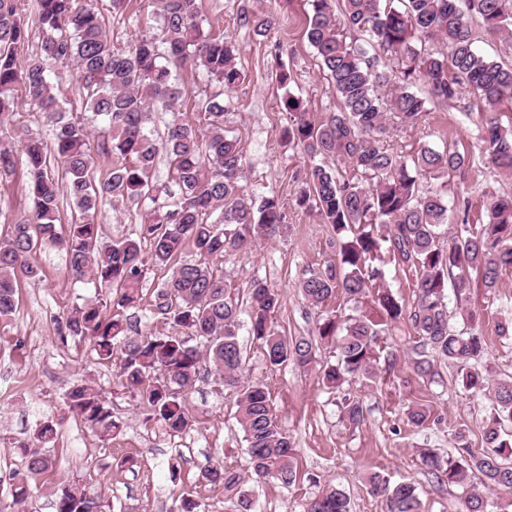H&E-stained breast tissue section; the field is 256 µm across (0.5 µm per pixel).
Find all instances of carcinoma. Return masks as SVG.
<instances>
[{"label":"carcinoma","instance_id":"1","mask_svg":"<svg viewBox=\"0 0 512 512\" xmlns=\"http://www.w3.org/2000/svg\"><path fill=\"white\" fill-rule=\"evenodd\" d=\"M96 2L38 0L43 39L31 51L17 0H0V175L15 168L14 141H19L33 206L31 218L13 225L9 237L0 240V323L16 311L18 283L41 279L33 255L44 245L64 251L68 278L90 281L109 293L61 316L62 340L86 342L97 360L115 364L123 388L146 410L144 423H159L174 435L192 427L183 394L197 381L208 376L232 389L251 478L291 483L296 478L292 442L275 422L263 385L241 379L239 303L225 287L218 266L224 256L248 252L254 243L275 235L284 227L286 214L278 197L258 196L241 184L243 147L224 134L219 96L195 103L202 125L186 123L176 112L183 96L177 73L185 67L203 69L227 93L245 81L235 62L236 43L224 34L203 31L200 0H158L159 33L142 34L119 50L107 35ZM310 2L306 37L336 88L340 111L317 121L303 100L289 93L280 107L288 113L285 138L311 158L295 205L317 212L341 243L337 261L300 282L303 297L314 307L337 292L359 301L383 278L375 261L387 253L415 270V300L408 307L391 289L381 288L374 300L379 320L331 316L317 324L316 339H289L270 324L279 307L278 293L255 279L249 292V331L271 365L289 362L306 369L318 364L323 383L340 388L355 378L374 381L378 326L408 320L422 347L413 365L418 375H434L429 349L457 368L464 388L490 397L481 449L471 448L459 432L458 456L432 448L419 453L438 484L466 490L464 512H488L489 492L512 489V461L504 455L512 446V433L506 430L512 422V380L490 383L483 370L481 314L460 312L464 327L457 329L451 324L446 290L451 286L458 298H465L473 271L481 275L486 291L500 288L503 270L512 268V195L492 197L488 222L478 229L469 223V201L457 200L461 218L443 243L449 179L464 171L470 158L456 149L423 146L408 161L383 141L396 125L419 124L434 99L453 103L467 90L490 113L512 100V65L478 52L473 34L476 23L490 35L511 40L512 0H464L462 5L459 0ZM238 25L263 36L274 18L263 11H244ZM423 38L444 42L448 53L419 47ZM375 47L394 56L398 67L380 64L369 53ZM70 62L76 66L81 110L99 120L98 126L68 111L56 93L50 65ZM421 79L429 86L427 97L410 91ZM19 98L56 126L52 142L14 124ZM159 107L175 113L162 142L148 129L149 114ZM482 141L492 166L512 175V131L492 117ZM162 148L177 194L153 178ZM101 157L112 158V171L104 180L94 177ZM335 158L352 164L370 186L364 188L328 167ZM427 177L440 181V187L421 191L420 179ZM63 192L75 207L67 224L60 219ZM106 199L150 202L136 236L106 239L97 221L99 203ZM146 242L152 265L171 271L156 293L154 314L180 328L181 336H132L127 320L117 313L140 303ZM188 247L194 250L193 260L182 257ZM323 346L334 361L318 363L317 350ZM65 404L103 443L121 432L112 408L94 386H73ZM342 413L354 426L364 421L363 406L355 399H344ZM56 436L54 423L44 420L19 445L25 469L12 475L13 504L26 503L33 495L30 478L52 468L45 448ZM201 476L227 489L239 483L218 462L205 467ZM367 482L373 494L384 498L387 512H423L415 485L392 484L379 473L370 474ZM51 496L55 512H106L108 507L104 492L74 480L53 482ZM307 512H351L350 499L326 484L310 500Z\"/></svg>","mask_w":512,"mask_h":512}]
</instances>
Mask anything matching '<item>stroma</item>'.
Segmentation results:
<instances>
[{
    "label": "stroma",
    "instance_id": "obj_1",
    "mask_svg": "<svg viewBox=\"0 0 512 512\" xmlns=\"http://www.w3.org/2000/svg\"><path fill=\"white\" fill-rule=\"evenodd\" d=\"M98 6L118 49L126 48L145 28L153 11L150 0H127L120 13L112 12L109 0H99ZM201 8L213 32L232 36L240 46L238 64L246 80L225 103L224 128L244 147L243 183L247 190L276 195L288 224L287 233L280 237L256 244L251 252L225 257L228 290L243 302L252 279L277 290L280 307L273 315V327L289 338L312 335L317 321L330 315L373 314L375 292L356 303L338 294L315 307L298 288L304 277L323 271L339 250L330 225L320 223L313 212L293 208L292 199L300 187L298 175L309 159L282 139L288 124V114L279 104L284 93L302 97L317 120L327 118L338 105L336 89L304 36L310 10L307 0H201ZM244 9L273 11L275 23L267 36L238 26L237 16ZM280 61L293 75L285 90L274 78ZM484 119L466 94L449 105H430L424 122L395 131L386 142L390 151L405 157L424 145L468 153L470 165L453 178L451 189L468 198L469 218L475 226L486 220L488 194L512 193V176L498 173L482 154ZM30 210L23 170L0 179V239L8 237L13 224ZM141 212L129 201H106L99 206L98 221L107 238L125 237L140 224ZM34 259L43 271L41 281H20L17 313L8 325L0 326V512L11 506L12 472L24 466L17 444L28 437L35 423L46 419L55 421L58 431L48 451L54 476L82 481L99 475L111 512H168L181 495L200 503L203 512H243L240 501L244 498L251 503L250 512H305L327 483L348 495L352 512H386L383 498L374 495L365 481L372 472L394 483H413L425 512H460V490L432 482L416 451L434 448L454 454V436L459 432L472 448H481L490 403L487 397L466 391L455 367L447 362H436L435 376L417 375L412 369L416 335L408 321L386 326L375 350L373 383L355 381L337 391L326 389L317 371L306 372L291 364L270 366L261 344L248 327H241L242 376L264 384L277 423L295 446V481L255 483L248 479L249 457L232 393L205 379L185 396L194 420L190 430L174 436L160 426L144 424V408L121 387L115 367L95 360L87 345L63 343L57 334V317L95 299L98 288L72 283L66 274V255L55 247H42ZM165 278V271L149 267L141 283L139 306L126 312L139 334L175 331L152 312L156 291ZM471 299L485 313L482 330L488 365L497 378L512 377V335L498 331L499 323L512 318V270L503 274L498 291L489 293L476 286ZM80 382L99 389L122 424L120 434L109 444H102L67 411L65 395ZM349 396L363 404L365 421L357 427L343 421L340 412L343 399ZM411 404L429 408L430 417L423 426L408 423L405 411ZM125 457L135 458V466L122 465ZM173 460L181 468L176 484L168 479V464ZM216 460L223 461L227 473L240 475L233 489L202 479V469Z\"/></svg>",
    "mask_w": 512,
    "mask_h": 512
}]
</instances>
